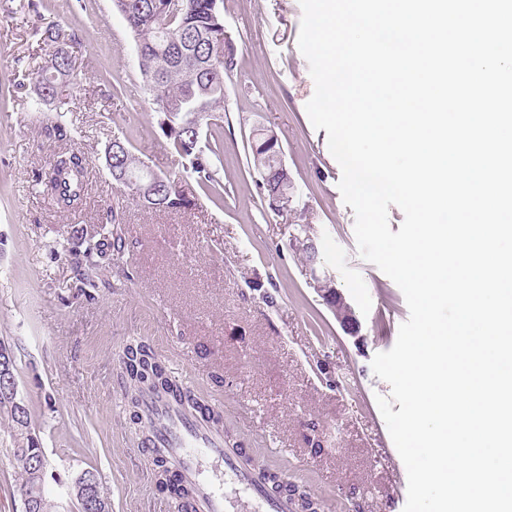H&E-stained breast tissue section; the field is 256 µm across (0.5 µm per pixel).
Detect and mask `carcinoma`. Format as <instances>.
Instances as JSON below:
<instances>
[{
	"instance_id": "cac0c4a2",
	"label": "carcinoma",
	"mask_w": 512,
	"mask_h": 512,
	"mask_svg": "<svg viewBox=\"0 0 512 512\" xmlns=\"http://www.w3.org/2000/svg\"><path fill=\"white\" fill-rule=\"evenodd\" d=\"M112 8L122 16L132 33L138 60L139 75L145 98L154 106L156 122L171 150L181 159L184 172L197 185L213 194L221 195L218 177L217 149L202 145V133L214 114L224 109V73L235 65L234 57L222 60L212 56L211 44L224 35V17L215 0H181L180 9L170 11L169 0H112ZM34 56L43 62L25 74L35 84L40 100L58 95L61 84L73 74L75 43L62 29H44L36 41ZM281 148L277 139L264 134V141L252 145V169L259 176V185L265 198L288 189L281 185L275 173V150ZM113 167L125 172L129 179L147 176L146 165L132 152L129 142L122 141L119 154L112 157ZM86 158L77 151L61 153L53 158L52 173L44 182L45 190L62 208L78 207L84 193ZM181 179L164 175L158 184L156 197L164 201L163 208H186L192 201L180 190ZM123 198H116L107 207L106 223L112 226L102 238L84 234V229L73 227L71 238L81 241V248L72 251V263L84 288L97 287V271L112 257L124 252ZM125 358V387L130 403L138 406L141 388L134 364L152 360L162 381L155 389H167L170 376L158 355L144 344L128 347Z\"/></svg>"
}]
</instances>
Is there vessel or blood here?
Returning <instances> with one entry per match:
<instances>
[{
    "mask_svg": "<svg viewBox=\"0 0 512 512\" xmlns=\"http://www.w3.org/2000/svg\"><path fill=\"white\" fill-rule=\"evenodd\" d=\"M139 417L144 453L187 490L180 512H295L287 495L271 490L265 467L228 447L223 429L174 394L144 392Z\"/></svg>",
    "mask_w": 512,
    "mask_h": 512,
    "instance_id": "obj_1",
    "label": "vessel or blood"
}]
</instances>
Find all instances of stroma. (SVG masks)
<instances>
[{
    "instance_id": "stroma-1",
    "label": "stroma",
    "mask_w": 512,
    "mask_h": 512,
    "mask_svg": "<svg viewBox=\"0 0 512 512\" xmlns=\"http://www.w3.org/2000/svg\"><path fill=\"white\" fill-rule=\"evenodd\" d=\"M23 2L0 0V343L17 358L18 395L53 473L47 500L78 512L68 484L91 470L112 512H167L121 378L125 345L142 341L197 397L222 405L229 445L306 486L321 512H403L407 472L377 404L391 388L371 361L394 346L409 310L399 287L360 256L341 167L307 115L314 82L298 47L299 0H224L236 66L224 75V110L203 134L221 150L224 191L208 196L185 179V210L126 196L123 263L100 270L89 298L67 232L108 231L103 214L119 190L107 146L128 140L158 173L177 171L178 161L152 106L130 92L140 83L136 48L112 0H43L35 13ZM51 25L78 43L75 83L43 102L23 74L35 29ZM58 121L76 140L51 134ZM257 126L277 135L298 188L284 215L269 209L248 163ZM74 147L87 157L86 189L67 212L37 177ZM307 223L316 269L333 276L355 331L337 321L289 244L291 225ZM9 427L0 414V512H22Z\"/></svg>"
}]
</instances>
